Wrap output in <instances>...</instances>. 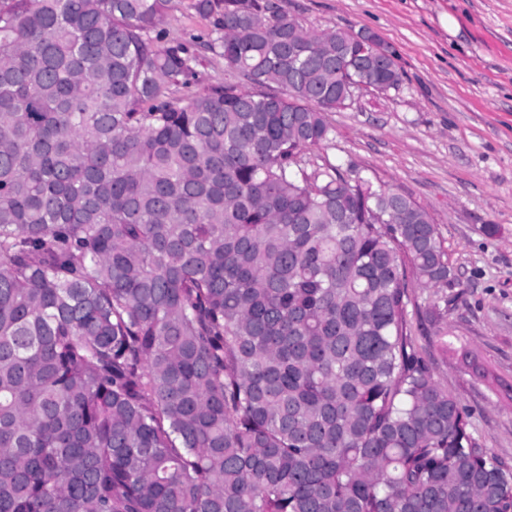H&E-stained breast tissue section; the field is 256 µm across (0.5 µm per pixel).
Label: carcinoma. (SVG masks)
I'll return each mask as SVG.
<instances>
[{
  "label": "carcinoma",
  "instance_id": "obj_1",
  "mask_svg": "<svg viewBox=\"0 0 512 512\" xmlns=\"http://www.w3.org/2000/svg\"><path fill=\"white\" fill-rule=\"evenodd\" d=\"M0 0V512H512L420 354L453 271L407 193L308 171L399 89L273 0ZM258 87L179 102L199 49ZM193 0H170L169 9L162 27L168 38L189 40L192 37L208 39L211 19L198 14L192 7Z\"/></svg>",
  "mask_w": 512,
  "mask_h": 512
}]
</instances>
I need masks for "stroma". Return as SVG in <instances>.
<instances>
[{
  "mask_svg": "<svg viewBox=\"0 0 512 512\" xmlns=\"http://www.w3.org/2000/svg\"><path fill=\"white\" fill-rule=\"evenodd\" d=\"M305 28L377 32L394 46L399 91L365 90L328 113L330 142L309 163L355 164L410 194L437 224L456 279L440 289L465 354L443 351L416 290L409 318L436 377L469 414L470 431L512 468V0H276ZM193 0H170L168 37H208ZM460 30L448 32V17ZM191 88L247 81L205 51Z\"/></svg>",
  "mask_w": 512,
  "mask_h": 512,
  "instance_id": "obj_1",
  "label": "stroma"
}]
</instances>
